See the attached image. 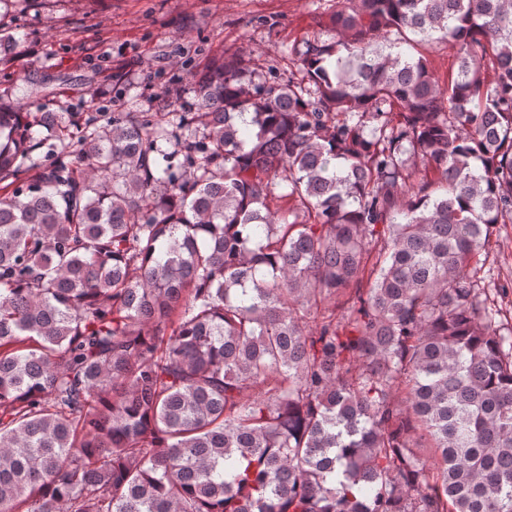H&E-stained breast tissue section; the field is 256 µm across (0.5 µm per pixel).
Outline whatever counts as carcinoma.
Returning <instances> with one entry per match:
<instances>
[{"label": "carcinoma", "mask_w": 512, "mask_h": 512, "mask_svg": "<svg viewBox=\"0 0 512 512\" xmlns=\"http://www.w3.org/2000/svg\"><path fill=\"white\" fill-rule=\"evenodd\" d=\"M330 27L297 82L212 60L174 130L0 111V512H512L478 277L512 223V0ZM428 58L430 68L435 78L441 82L448 78L451 71L456 70L455 58L453 52L448 49V45L444 43L434 44L428 50Z\"/></svg>", "instance_id": "cac0c4a2"}]
</instances>
